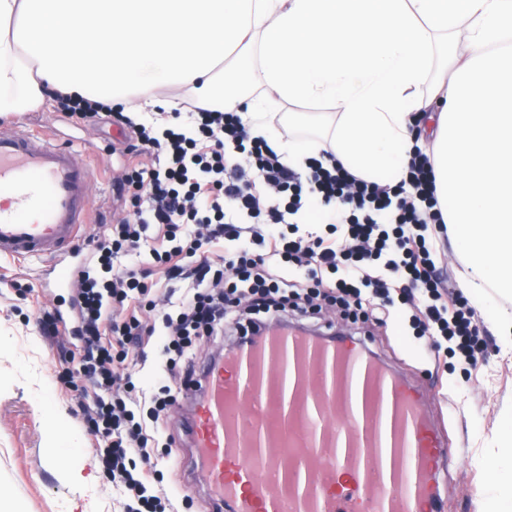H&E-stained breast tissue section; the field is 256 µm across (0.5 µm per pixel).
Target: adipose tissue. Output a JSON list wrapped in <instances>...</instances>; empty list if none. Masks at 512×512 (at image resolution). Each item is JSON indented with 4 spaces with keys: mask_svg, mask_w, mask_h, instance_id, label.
Wrapping results in <instances>:
<instances>
[{
    "mask_svg": "<svg viewBox=\"0 0 512 512\" xmlns=\"http://www.w3.org/2000/svg\"><path fill=\"white\" fill-rule=\"evenodd\" d=\"M460 35L468 58L433 80ZM172 90L266 138L281 104L332 105L319 139L278 144L295 169L327 141L356 175L396 182L428 136L465 288L512 297V0H0V114L51 92L170 112Z\"/></svg>",
    "mask_w": 512,
    "mask_h": 512,
    "instance_id": "ef3b65f1",
    "label": "adipose tissue"
}]
</instances>
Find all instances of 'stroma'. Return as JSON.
<instances>
[{"label":"stroma","mask_w":512,"mask_h":512,"mask_svg":"<svg viewBox=\"0 0 512 512\" xmlns=\"http://www.w3.org/2000/svg\"><path fill=\"white\" fill-rule=\"evenodd\" d=\"M30 119L50 128L59 143L81 149L94 171L87 236L78 242L87 249L89 237L111 233L123 215L115 178L125 169L128 140L106 117L71 115L55 99H45ZM459 248V235L448 230L434 257L452 296L461 293L465 274ZM47 274L42 261L20 265L0 258V488H5L13 512H121L122 493L105 478L96 440L84 422L86 402L67 385L79 362L60 358L57 340L44 333L50 314L62 303L43 290ZM469 304L483 338V356L475 368L452 352L430 353L408 323L394 318L384 323L354 319L326 301L282 315L291 324L320 331L340 328L364 339L389 371L418 391L431 428L451 455L449 473L440 480L443 512H477L478 489L493 497L501 483L512 479V464L502 463L493 475L483 467L496 461L499 448L512 440V353L494 328L501 310L512 311V302L489 288ZM197 397L194 383L183 385L162 438L149 449L160 485L178 512H216L182 421ZM71 466L82 467L91 483L76 485L65 478Z\"/></svg>","instance_id":"35a3bbf8"}]
</instances>
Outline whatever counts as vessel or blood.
Masks as SVG:
<instances>
[{
    "label": "vessel or blood",
    "instance_id": "vessel-or-blood-1",
    "mask_svg": "<svg viewBox=\"0 0 512 512\" xmlns=\"http://www.w3.org/2000/svg\"><path fill=\"white\" fill-rule=\"evenodd\" d=\"M94 174L78 150L0 125V257L52 263L69 287ZM193 446L230 512H436L448 457L421 402L363 345L267 326L202 378Z\"/></svg>",
    "mask_w": 512,
    "mask_h": 512
}]
</instances>
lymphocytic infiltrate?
I'll list each match as a JSON object with an SVG mask.
<instances>
[{
    "instance_id": "lymphocytic-infiltrate-1",
    "label": "lymphocytic infiltrate",
    "mask_w": 512,
    "mask_h": 512,
    "mask_svg": "<svg viewBox=\"0 0 512 512\" xmlns=\"http://www.w3.org/2000/svg\"><path fill=\"white\" fill-rule=\"evenodd\" d=\"M151 167H129L120 182L129 215L97 239L71 290L72 318L55 311L50 335L81 340V394L95 404L85 417L103 472L125 489L124 512H171V501L154 472L137 471L150 442L161 438L171 404L169 385L142 387L139 394L114 393L121 380L114 348L141 347L159 337L168 371L191 366L197 341L220 336L237 307L248 303L271 312L301 306L317 292L338 297L347 312L367 317L393 308L401 294L419 336L451 343L476 365L480 332L463 300L449 298L431 259L434 231L446 230L436 194L430 154L414 149L405 178L369 182L337 163L331 151L306 158L303 170L285 165L267 139L252 135L234 112L190 109L174 123L165 113L134 125ZM325 226L301 232L295 217ZM261 219L245 230L239 214ZM266 240L252 254L247 238ZM236 242L218 254L220 240ZM149 252L167 279L189 280L187 294L152 316L139 304L148 288L135 269H116L115 253ZM151 419L138 420L141 402Z\"/></svg>"
}]
</instances>
